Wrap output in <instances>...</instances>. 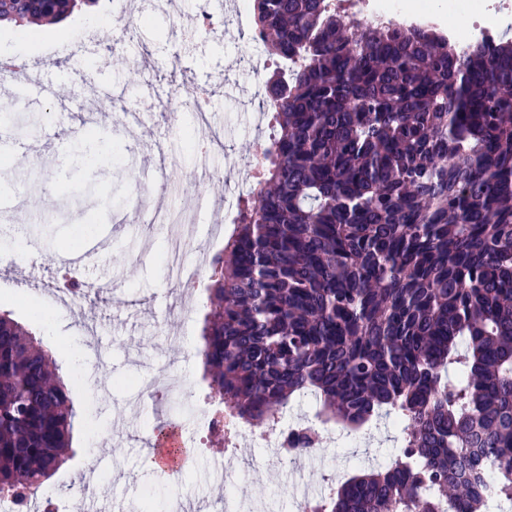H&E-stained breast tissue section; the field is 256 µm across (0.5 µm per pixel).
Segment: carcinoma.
Wrapping results in <instances>:
<instances>
[{
	"instance_id": "cac0c4a2",
	"label": "carcinoma",
	"mask_w": 512,
	"mask_h": 512,
	"mask_svg": "<svg viewBox=\"0 0 512 512\" xmlns=\"http://www.w3.org/2000/svg\"><path fill=\"white\" fill-rule=\"evenodd\" d=\"M95 0H0L33 29ZM297 57L262 185L213 263L200 358L211 393L267 424L305 395L357 434L402 418L400 453L310 512H491L477 444L512 504V46L459 55L434 32L351 30L326 0H252ZM52 356L0 315V492L64 463L73 406ZM471 468L480 473L481 481L477 483L476 491L483 496H487L494 503L492 476L495 473V467L489 457L483 454L481 448H471L470 450Z\"/></svg>"
}]
</instances>
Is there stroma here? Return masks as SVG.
I'll list each match as a JSON object with an SVG mask.
<instances>
[{
	"instance_id": "35a3bbf8",
	"label": "stroma",
	"mask_w": 512,
	"mask_h": 512,
	"mask_svg": "<svg viewBox=\"0 0 512 512\" xmlns=\"http://www.w3.org/2000/svg\"><path fill=\"white\" fill-rule=\"evenodd\" d=\"M113 19L110 0H96L57 24L40 27L34 37L18 28L0 29V57L45 59L48 86L45 97L18 103L15 121L0 124V136L24 149L21 160L0 162V205L10 209L6 227H29L37 246L26 263H19L12 249L0 259V314L37 340L58 337L52 351L57 365L79 375L71 389L76 416L67 461L47 489L58 495L71 492L93 460L100 490L76 501L73 512H136L145 487L152 493L154 512H167L176 491L158 485L143 464L141 425L148 409L117 379L130 375L127 353L132 349H140L149 366L159 367L170 361V340L196 345L207 308L198 304L188 317L167 313L165 296L172 283L163 260L164 236L153 225L135 222L130 172L141 169L144 153L164 150L170 161L150 179L165 188L168 205L199 198L206 203L201 223H223V193L213 190L212 180L191 177L197 163L190 146L194 114L186 110L171 118L166 104L171 90L185 89L190 77L205 82L227 142L211 153V167L224 168L229 156L247 159L252 139L241 129L243 108L226 90L250 79L233 67L249 33L229 23L192 34L174 28L167 12L148 11L136 39L119 51L128 60L146 59L147 68L117 71L102 50L113 37ZM266 79L262 73L250 80L262 84ZM102 84L114 85L120 96L111 118L100 120V135L91 134L89 122L79 116L56 112L55 98ZM147 84L157 90L155 109L136 132H129L123 110L140 102ZM49 131L54 141L48 145L44 136ZM93 240L103 246L91 262L81 261L76 274L81 297L74 302L62 284L68 268L62 256L80 258L83 246ZM368 432L375 437L368 448H349L339 437L328 436L320 457L306 464V481L316 487L328 472L343 476L366 466L368 457L398 454L399 442L384 435L382 424ZM223 445V436H212L208 454L192 455L184 469L198 512H224L210 474ZM254 456V463L235 466L239 495L260 498L274 512H295L269 477L266 450L255 449Z\"/></svg>"
}]
</instances>
